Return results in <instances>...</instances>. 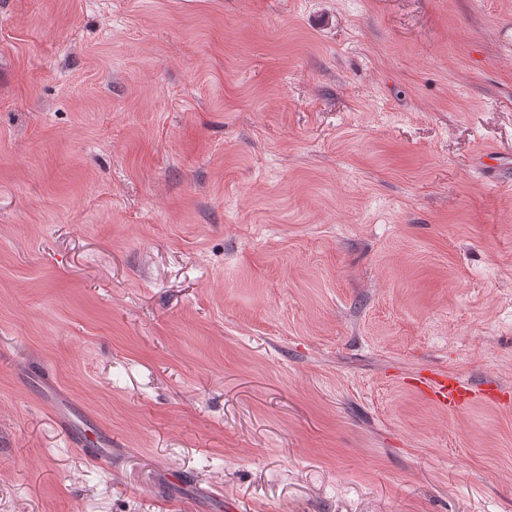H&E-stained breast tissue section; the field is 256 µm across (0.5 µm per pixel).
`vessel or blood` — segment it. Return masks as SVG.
I'll use <instances>...</instances> for the list:
<instances>
[{"mask_svg": "<svg viewBox=\"0 0 512 512\" xmlns=\"http://www.w3.org/2000/svg\"><path fill=\"white\" fill-rule=\"evenodd\" d=\"M411 384L451 414L460 412L479 401L498 399L501 392L500 386L494 382L474 387L455 375L434 371L417 374L412 378Z\"/></svg>", "mask_w": 512, "mask_h": 512, "instance_id": "obj_1", "label": "vessel or blood"}]
</instances>
